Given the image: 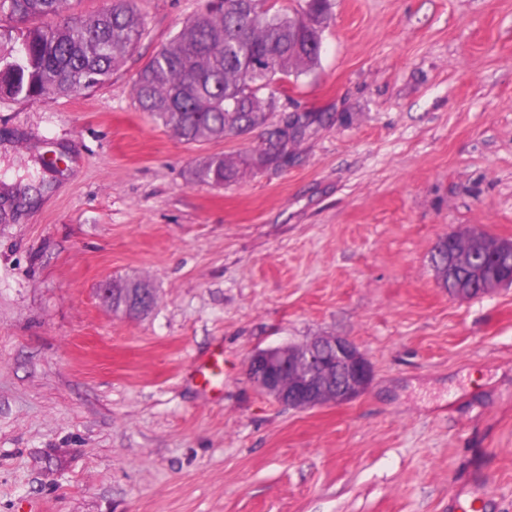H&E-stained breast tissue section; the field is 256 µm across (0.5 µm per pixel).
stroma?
<instances>
[{"label": "stroma", "mask_w": 512, "mask_h": 512, "mask_svg": "<svg viewBox=\"0 0 512 512\" xmlns=\"http://www.w3.org/2000/svg\"><path fill=\"white\" fill-rule=\"evenodd\" d=\"M103 86L0 99V512H512V288L458 300L448 231L512 240V0H332L280 165L192 182L265 131L188 145L134 81L204 0H135ZM112 277L148 281L130 319ZM343 336L372 380L295 411L258 350ZM212 380L193 374L214 350ZM239 174L238 160L224 154H216L195 168L193 178L202 183L224 185L236 180Z\"/></svg>", "instance_id": "1"}]
</instances>
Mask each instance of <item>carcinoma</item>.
<instances>
[{"label": "carcinoma", "mask_w": 512, "mask_h": 512, "mask_svg": "<svg viewBox=\"0 0 512 512\" xmlns=\"http://www.w3.org/2000/svg\"><path fill=\"white\" fill-rule=\"evenodd\" d=\"M66 0H0V98L33 100L94 89L110 79L142 36L134 0H108L90 19L42 29L34 17L56 14ZM331 0H305L300 10L273 9L268 0H205L138 73V108L187 144L239 138L266 128L261 145L244 160L252 168L285 161L288 141L304 134L297 116L274 125L275 101L263 92L277 81L299 76L320 58ZM233 157L216 154L193 171L202 183L224 185L240 174ZM431 262L451 295L476 296L512 273V252L496 237L460 233L439 240ZM455 259L454 274L440 276L438 253Z\"/></svg>", "instance_id": "cac0c4a2"}]
</instances>
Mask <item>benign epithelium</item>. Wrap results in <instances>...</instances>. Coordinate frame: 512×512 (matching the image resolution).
Listing matches in <instances>:
<instances>
[{"mask_svg":"<svg viewBox=\"0 0 512 512\" xmlns=\"http://www.w3.org/2000/svg\"><path fill=\"white\" fill-rule=\"evenodd\" d=\"M249 373L262 394L298 411L353 400L372 377L366 356L340 336L257 351Z\"/></svg>","mask_w":512,"mask_h":512,"instance_id":"7a95c632","label":"benign epithelium"}]
</instances>
